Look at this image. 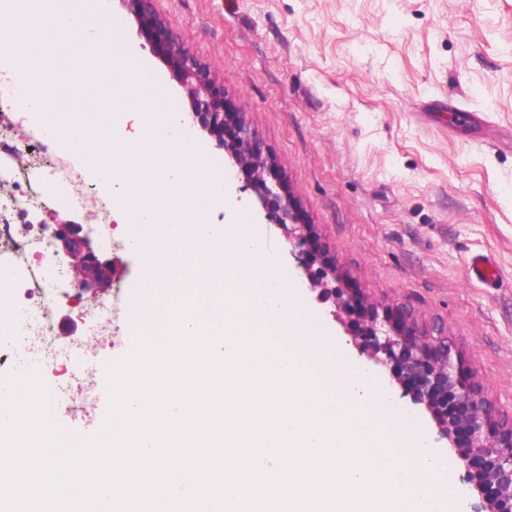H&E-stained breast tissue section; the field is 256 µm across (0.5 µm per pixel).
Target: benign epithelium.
<instances>
[{"instance_id": "benign-epithelium-1", "label": "benign epithelium", "mask_w": 512, "mask_h": 512, "mask_svg": "<svg viewBox=\"0 0 512 512\" xmlns=\"http://www.w3.org/2000/svg\"><path fill=\"white\" fill-rule=\"evenodd\" d=\"M121 3L150 52L178 78L192 102L193 121L243 176L240 190H252L264 218L287 231L291 252L317 299L331 303L336 319L357 325L360 355L397 374L413 402L431 411L440 437L453 442L454 458L464 464L466 483L480 500L473 512H512V420L495 417L469 372L452 356L448 337L419 326L403 306L379 315L368 299L345 286L335 267L313 269L316 240L244 113L224 106V89L154 12L152 0ZM52 235L55 253L67 260L81 296L100 299L112 285L114 262L100 258L81 224H55Z\"/></svg>"}]
</instances>
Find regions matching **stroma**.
<instances>
[{
    "mask_svg": "<svg viewBox=\"0 0 512 512\" xmlns=\"http://www.w3.org/2000/svg\"><path fill=\"white\" fill-rule=\"evenodd\" d=\"M107 3L127 53L190 113L121 0ZM154 10L247 114L317 236L319 262L335 264L378 309L400 304L420 325L440 327L495 415L512 419V0H154ZM211 219L254 224L257 249L333 346L413 419L429 452L445 454L429 414L359 355L356 326L309 291L251 193ZM112 254L120 266L105 294L111 326L92 337L77 308L56 311L58 340L97 354L78 381L83 411L61 421L75 437L102 426L98 379L132 351L136 302L115 289L144 266L123 240ZM475 254L495 262L493 285L468 278Z\"/></svg>",
    "mask_w": 512,
    "mask_h": 512,
    "instance_id": "obj_1",
    "label": "stroma"
}]
</instances>
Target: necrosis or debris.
<instances>
[{
	"label": "necrosis or debris",
	"mask_w": 512,
	"mask_h": 512,
	"mask_svg": "<svg viewBox=\"0 0 512 512\" xmlns=\"http://www.w3.org/2000/svg\"><path fill=\"white\" fill-rule=\"evenodd\" d=\"M54 135L36 132L27 142L23 161L0 158V377L27 372L52 371L45 381L44 409L51 418L77 409L75 384L90 353L82 344L55 341L54 311L78 301L64 266L53 250L48 225L27 221L14 223L17 214L45 206L42 187L21 191L32 170H43L50 182L66 189L73 205L93 217V226L106 223L100 189L76 187L69 166L59 163L58 142L67 125L66 112H56Z\"/></svg>",
	"instance_id": "1"
}]
</instances>
